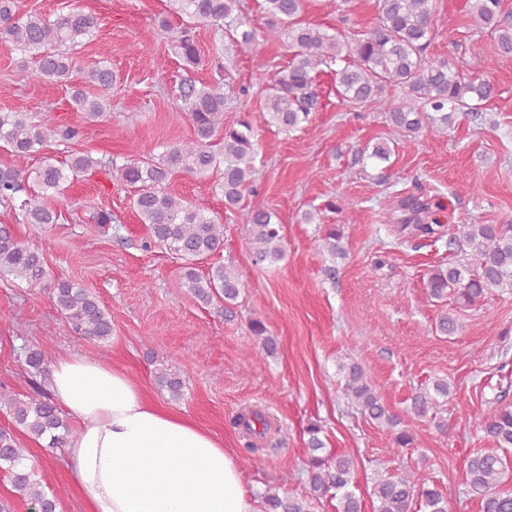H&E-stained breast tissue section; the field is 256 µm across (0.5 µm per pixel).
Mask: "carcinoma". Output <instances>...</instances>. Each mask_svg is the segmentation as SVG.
<instances>
[{"mask_svg":"<svg viewBox=\"0 0 512 512\" xmlns=\"http://www.w3.org/2000/svg\"><path fill=\"white\" fill-rule=\"evenodd\" d=\"M240 0H173L174 11L191 21L213 26L241 29L240 42L250 44L257 38L282 41L294 48L288 65L278 72L267 89L262 117L265 123L287 133L302 128L318 110L316 75L322 68L337 63L332 70L336 96L352 103L369 105L385 113L393 129L415 133L425 125L446 131L465 112L479 116L482 105L497 95L487 77L472 76L456 68L449 60L428 53L433 39V0H378V20L368 30L352 36L303 21V0H262L267 27L258 35L244 28L238 14ZM472 17L497 36L499 50L512 55V25L504 23L502 0H469ZM100 25L90 12L71 9L49 16L37 11L19 13L16 0H0V39L13 44L34 59L30 77L50 84H65L76 65V51L89 43ZM160 34L177 49L188 69L201 64V51L193 26L174 28L163 18ZM117 76L102 61L84 72V82L71 87L70 101L87 121L112 117L107 95ZM398 89L396 96L391 90ZM180 98L185 104L194 130V140L166 148L157 161L128 160L118 165L102 162L89 153L76 151L66 164L56 165L51 158L32 172L16 166L0 167V203L11 204L19 196L22 224H55L60 214L53 198L64 185L81 174L106 168L118 175L130 189V204L135 218L149 231L145 248L157 245L169 250L182 262V285L206 305L224 304L232 312L241 280L231 268L213 265L207 274H199L196 264L224 245V225L206 214V210L169 193L166 182L177 170L204 174L223 167L215 185L228 209L241 208L245 193L253 191L254 159L257 154L251 120L244 117L234 125L224 124V90L221 81H186ZM57 132L55 116L50 112H0V141L11 154L28 158L47 147ZM220 139L221 154L212 150V141ZM391 140L380 139L359 151L360 158L378 166L390 162L394 153ZM396 209L410 214L399 230L406 238L444 236L442 225L423 224L419 214L426 206L412 196L397 201ZM249 226L252 257L261 265L272 266L284 258L282 224L276 213L266 208L243 210ZM341 232L328 226L319 239V247L331 255L341 254ZM457 246L462 258L430 270L425 287L431 297L443 299L453 293L460 304H472L498 288H512V225L459 224L457 234L448 239ZM0 276H12L29 285L50 281L56 308L83 339L97 344L109 341L113 333L110 314L92 290L68 279L49 278L42 251L25 243L9 224H0ZM267 354L277 350L260 320L250 324ZM26 367L33 394L24 398L0 394V411L14 426L33 440L49 439V447L65 446L71 432L44 383L49 361L39 349L26 351ZM345 380L343 391L359 413L386 426L396 448L414 447L415 437L401 414L390 409L373 387L364 368L355 363L338 365ZM160 385L174 400L183 396L185 381L176 373L159 376ZM512 388L498 387L486 400L479 418L482 437L495 448L474 453L466 460L464 484L467 494L478 500L479 512H512V491L499 489L512 471ZM450 393L448 381L436 379L416 392L406 413L425 417ZM235 425L250 436L264 437L270 429L264 413L252 410L237 416ZM306 495L298 498L287 491L267 489L261 498L265 512H313L323 500L337 499V512H363V499L356 493L355 461L347 454L325 452L320 438L321 425L307 426ZM26 449L14 435L0 430V468L11 475L15 496L30 512H57L59 502L46 493L35 467L25 463ZM376 502L374 512H448V497L432 481L418 482L414 474L388 473L380 476L371 489Z\"/></svg>","mask_w":512,"mask_h":512,"instance_id":"cac0c4a2","label":"carcinoma"}]
</instances>
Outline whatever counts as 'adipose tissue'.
<instances>
[{
	"instance_id": "adipose-tissue-1",
	"label": "adipose tissue",
	"mask_w": 512,
	"mask_h": 512,
	"mask_svg": "<svg viewBox=\"0 0 512 512\" xmlns=\"http://www.w3.org/2000/svg\"><path fill=\"white\" fill-rule=\"evenodd\" d=\"M48 384L78 422L64 456L88 512H258L234 450L127 371L60 357Z\"/></svg>"
}]
</instances>
